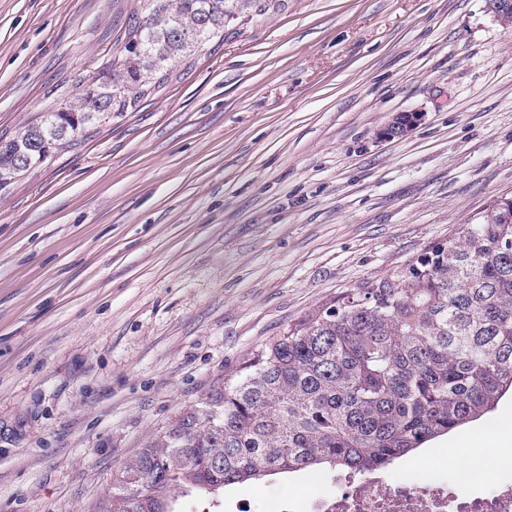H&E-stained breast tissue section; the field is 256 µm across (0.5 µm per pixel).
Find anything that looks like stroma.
<instances>
[{
    "label": "stroma",
    "mask_w": 512,
    "mask_h": 512,
    "mask_svg": "<svg viewBox=\"0 0 512 512\" xmlns=\"http://www.w3.org/2000/svg\"><path fill=\"white\" fill-rule=\"evenodd\" d=\"M136 0H0V135L111 60ZM401 111L406 137L377 140ZM512 194L485 0H250L155 97L0 190V512H93L120 463L317 306ZM475 422L387 468L512 447ZM334 471L225 488L336 489ZM422 120L419 112H398L378 132V139L391 141L407 136Z\"/></svg>",
    "instance_id": "stroma-1"
}]
</instances>
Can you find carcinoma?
Instances as JSON below:
<instances>
[{
  "instance_id": "cac0c4a2",
  "label": "carcinoma",
  "mask_w": 512,
  "mask_h": 512,
  "mask_svg": "<svg viewBox=\"0 0 512 512\" xmlns=\"http://www.w3.org/2000/svg\"><path fill=\"white\" fill-rule=\"evenodd\" d=\"M248 0H137L119 56L8 138L0 190L157 94L224 43ZM512 393V215L489 207L396 278L366 281L254 353L112 473L94 512H177L194 493L299 471L388 467L482 418Z\"/></svg>"
}]
</instances>
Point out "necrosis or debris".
Returning <instances> with one entry per match:
<instances>
[{"label": "necrosis or debris", "mask_w": 512, "mask_h": 512, "mask_svg": "<svg viewBox=\"0 0 512 512\" xmlns=\"http://www.w3.org/2000/svg\"><path fill=\"white\" fill-rule=\"evenodd\" d=\"M269 512H512V458L474 457L469 476L447 480L439 472L411 484L386 485L379 472H340L336 490L306 501L273 498Z\"/></svg>", "instance_id": "1"}]
</instances>
